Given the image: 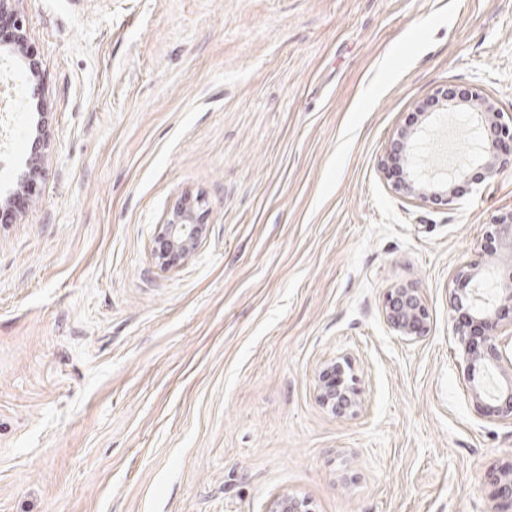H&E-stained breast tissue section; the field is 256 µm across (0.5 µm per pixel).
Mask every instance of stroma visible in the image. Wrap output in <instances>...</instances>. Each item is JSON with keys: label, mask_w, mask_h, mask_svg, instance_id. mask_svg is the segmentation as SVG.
Listing matches in <instances>:
<instances>
[{"label": "stroma", "mask_w": 512, "mask_h": 512, "mask_svg": "<svg viewBox=\"0 0 512 512\" xmlns=\"http://www.w3.org/2000/svg\"><path fill=\"white\" fill-rule=\"evenodd\" d=\"M52 108L37 187L0 223V512H490L512 424L478 412L452 308L502 259L512 168L403 197L399 132L469 155L440 91L512 113V0H19ZM0 106V194L30 153ZM435 108L421 118L427 103ZM204 231L163 271L156 228ZM420 288L424 338L382 315ZM347 355L355 416L316 399ZM267 512H315L311 500L295 495L281 494L276 496Z\"/></svg>", "instance_id": "obj_1"}]
</instances>
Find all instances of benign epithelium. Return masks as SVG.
Wrapping results in <instances>:
<instances>
[{
	"mask_svg": "<svg viewBox=\"0 0 512 512\" xmlns=\"http://www.w3.org/2000/svg\"><path fill=\"white\" fill-rule=\"evenodd\" d=\"M19 0H0V19L7 25L0 26V54L13 59L31 83L29 100L37 102V123L30 128L32 139L26 169L17 176V183L32 192L36 178L41 174L45 151L50 141V110L44 101L37 77L41 63L27 49V32L16 7ZM441 97L450 108L466 107L476 116V162L488 176L497 174L501 167L512 166V128L503 123L504 113L478 89H469L462 99L455 100L445 91ZM415 145L409 143L407 134L400 133L393 143L388 161H402L406 173L394 184L395 191L422 200L437 196L450 202L456 194V182L466 178L468 167L461 166L448 180L439 183L433 176L419 173L413 164ZM492 234L508 249V281L498 299L483 305L477 304V288L483 280L484 269L471 264L460 271L454 289L457 309L468 307L469 320L456 325L458 345L462 349L466 367L464 380L477 406L490 417L512 422V384H499L489 395L490 403L480 399L487 392V378L494 369H503V362L512 364L506 347L512 344V333L502 336V321L512 312V210L498 215L492 223ZM202 236L201 225L191 206L184 205L166 222L157 226L153 249L154 257L162 269H173L184 262L197 249ZM382 313L396 335L413 340L428 334V312L421 291L414 287L393 288L386 292ZM354 364L343 356L324 368L319 375L317 399L332 413L353 415L362 403L363 391L353 373ZM503 481L493 494L491 512H512V465L503 470ZM267 512H315L311 500L289 494L276 496Z\"/></svg>",
	"mask_w": 512,
	"mask_h": 512,
	"instance_id": "benign-epithelium-1",
	"label": "benign epithelium"
}]
</instances>
